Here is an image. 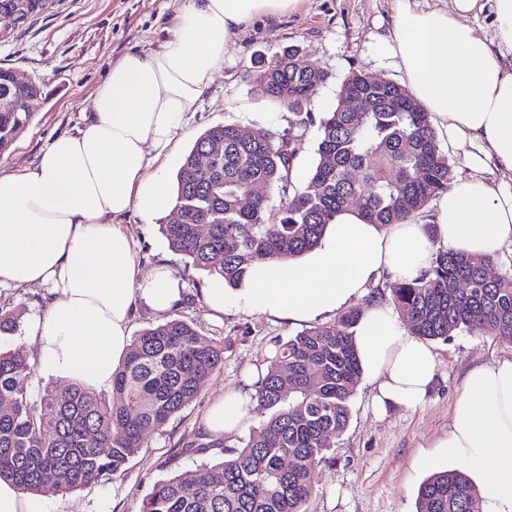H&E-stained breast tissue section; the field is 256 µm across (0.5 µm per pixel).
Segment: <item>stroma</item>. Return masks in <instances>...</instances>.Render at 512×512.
<instances>
[{"instance_id": "obj_1", "label": "stroma", "mask_w": 512, "mask_h": 512, "mask_svg": "<svg viewBox=\"0 0 512 512\" xmlns=\"http://www.w3.org/2000/svg\"><path fill=\"white\" fill-rule=\"evenodd\" d=\"M182 5L183 0H61L54 12L19 26L0 17V27L12 31L8 40L0 41V67L19 70L39 82L44 98L29 126L0 155V171L35 163L55 137L80 127L112 63L129 52L157 50L172 37ZM393 12L394 0H301L292 14L255 20L233 38L223 69L186 114L190 136L169 159L168 179L176 178L195 137L218 124H236L255 133L301 135L295 165L311 170L320 135L316 121L335 108L340 84L350 72L402 82L395 60L380 48ZM289 48L329 76L305 109L316 121L304 128L299 125L302 112L271 102L253 82L273 54ZM121 224L140 249L144 272L163 264L181 279L183 299L172 314L193 323L201 336L223 341L224 367L162 430L148 432L144 448L112 480L67 493L44 488L47 512H138L156 482L178 473H198L205 461L222 458L225 448L258 432L262 419L246 412L223 443L209 444L203 427L209 407L244 390L247 374L265 368L276 346L301 330L300 325L250 309L238 288L227 289L223 315L213 316L203 295L211 275L169 247L159 221L147 223L132 213ZM43 295L40 288L0 286V305L23 313L20 331L0 339V347L18 348L34 357L27 337L42 312ZM431 348L438 359L437 377L427 400L416 409L391 408L376 414L372 384L358 380L349 401V423L327 453L307 512H415L423 481L451 469L436 442L448 428V414L464 379L476 366L512 359V343L463 330L448 341H432ZM201 443L207 446L202 453L196 450Z\"/></svg>"}]
</instances>
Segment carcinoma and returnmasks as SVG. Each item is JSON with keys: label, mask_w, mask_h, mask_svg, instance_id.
Returning a JSON list of instances; mask_svg holds the SVG:
<instances>
[{"label": "carcinoma", "mask_w": 512, "mask_h": 512, "mask_svg": "<svg viewBox=\"0 0 512 512\" xmlns=\"http://www.w3.org/2000/svg\"><path fill=\"white\" fill-rule=\"evenodd\" d=\"M326 80L292 51L272 56L254 78L266 98L291 110L309 103ZM352 92L376 99L361 120L347 111ZM42 95L39 83H20L0 68V155L34 117L21 103ZM318 122L316 161L303 185L289 175L297 137L234 124L207 129L176 177L181 220L160 225L169 246L237 288L257 263L316 247L326 224L353 202L371 224H403L451 187L429 113L396 82L350 72L335 109ZM490 261L442 247L418 278L393 281L392 303L410 334L445 342L468 329L512 343V288L488 275ZM359 315L351 309L278 344L255 385L254 410L269 414L261 430L224 450L202 476L155 483L139 512H307L320 463L349 422L361 374L352 342ZM21 319L1 306L0 335L16 334ZM223 365V342L172 318L133 338L110 394L74 383L34 399L36 366L18 351L0 350V479L32 494L110 479L138 455L146 433L166 426ZM416 512H483L482 496L462 470L439 472L420 486Z\"/></svg>", "instance_id": "cac0c4a2"}]
</instances>
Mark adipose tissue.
<instances>
[{
  "label": "adipose tissue",
  "mask_w": 512,
  "mask_h": 512,
  "mask_svg": "<svg viewBox=\"0 0 512 512\" xmlns=\"http://www.w3.org/2000/svg\"><path fill=\"white\" fill-rule=\"evenodd\" d=\"M300 0H186L173 36L153 52L129 53L96 89L83 127L56 137L38 161L0 172V285L44 286L46 307L31 341L42 372L92 389L111 387L137 307L162 314L182 298L166 267L142 274L138 247L118 221L171 214L175 194L162 168L186 137L184 117L224 66L236 34L256 18L296 10ZM490 12L492 34L476 21ZM405 86L438 117V136L466 146L477 178L443 193L433 231L381 226L354 210L327 225L303 261L259 264L247 304L303 323L361 298L382 272L411 280L435 247L494 255L512 242V0H448L422 8L395 0L382 43ZM378 412L423 404L436 357L375 303L353 330ZM448 458L483 481V512H512V360L474 369L438 440Z\"/></svg>",
  "instance_id": "obj_1"
}]
</instances>
